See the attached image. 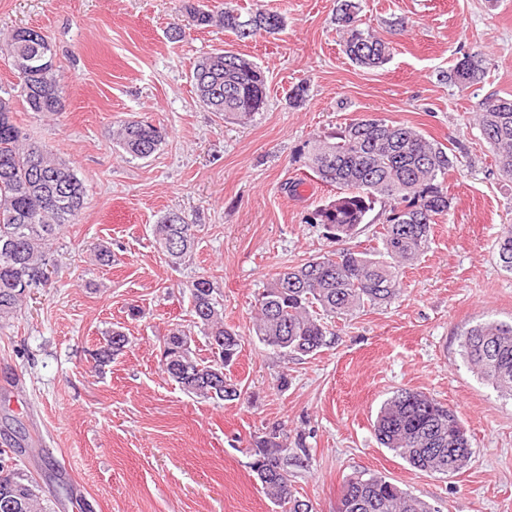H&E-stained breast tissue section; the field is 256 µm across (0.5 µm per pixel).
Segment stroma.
<instances>
[{
    "label": "stroma",
    "instance_id": "obj_1",
    "mask_svg": "<svg viewBox=\"0 0 512 512\" xmlns=\"http://www.w3.org/2000/svg\"><path fill=\"white\" fill-rule=\"evenodd\" d=\"M207 4L269 9L288 26L245 40L214 26L174 41L167 32L183 0H0V93L10 92L17 124L71 162L88 190L78 223L51 244L49 281L0 323V448L25 446L14 461L52 512H282L250 468L257 437L279 426L301 460L293 490L314 512H336L345 477L363 470L440 512H512V400L472 372L459 347L470 327L512 322V273L495 249L512 225V179L474 120L484 96H512V0H361L363 28L395 47L371 71L342 51L337 0ZM22 27L54 48L62 112L23 105L6 44ZM215 48L247 55L266 75L267 104L248 123L224 122L195 93L192 65ZM473 51L492 59L482 83L440 80ZM302 81L308 97L290 105ZM365 114L416 127L457 156L451 208L403 269L394 302L332 319L335 337L316 354L280 358L252 333L257 297L274 273L335 248L312 216L336 189L314 182L304 147ZM131 118L167 131L149 158L112 146L113 124ZM299 181L314 192H289ZM169 212L197 227L191 258L176 266L153 242ZM99 244L111 265L94 261ZM201 277L244 338L224 370L242 387L234 401L184 393L163 368L179 326L209 355L191 316L189 286ZM115 329L130 343L97 365ZM402 388L456 410L472 451L466 469L422 472L378 443L376 414Z\"/></svg>",
    "mask_w": 512,
    "mask_h": 512
}]
</instances>
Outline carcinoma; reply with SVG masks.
<instances>
[{
  "label": "carcinoma",
  "mask_w": 512,
  "mask_h": 512,
  "mask_svg": "<svg viewBox=\"0 0 512 512\" xmlns=\"http://www.w3.org/2000/svg\"><path fill=\"white\" fill-rule=\"evenodd\" d=\"M189 26H219L240 38L274 36L286 27L285 17L257 9L246 14L230 6L213 14L200 3L184 6ZM360 0H340L336 23L343 33V50L356 66L376 70L389 62L394 47L388 39L352 27ZM33 29L17 28L8 39L13 60L32 64L43 44ZM490 59L481 52L465 54L446 72L449 84L468 88L481 83ZM199 100L228 123H247L267 103L266 81L260 67L231 50L199 60L191 73ZM22 96L31 112L63 110L59 70L30 69L19 77ZM475 121L493 148L499 170L512 178V98L490 94L475 107ZM165 130L141 119L122 121L112 130L113 144L137 159L150 157L165 141ZM306 167L323 183L338 189L336 198L315 210L316 221L331 231L339 245L334 252L279 271L259 294L252 330L264 346L283 358L317 353L333 335L322 317L340 318L365 306L388 305L400 294V270L423 254L431 225L448 213L451 199L445 182L454 160L442 145L419 130L384 118L365 115L340 131L307 143ZM386 199L390 207L381 232L382 249L357 251L347 239ZM87 191L73 167L44 145L31 140L12 120V106L0 99V320L17 311L26 297L24 285L48 281L51 241L65 225L79 220ZM196 225L166 213L155 225L154 241L174 265L195 246ZM503 270L512 272V226L496 242ZM213 283L199 278L190 285L195 326L202 329L213 359L194 353L191 332L177 328L167 339L164 368L181 390L206 399L234 400L236 384L216 372L239 352L242 336L224 326V309ZM114 330L97 353L107 363L128 345ZM463 361L500 393L512 396V322L489 321L467 329L459 338ZM380 445L417 470L455 474L468 466L471 455L466 431L456 411L411 389L387 399L374 422ZM16 448L0 449V512H50L39 485L13 467ZM252 471L263 490L286 512H313L308 500L292 490L288 467L298 457L288 455V436L274 429L255 441ZM338 512H438L422 498L391 479L364 471L349 475Z\"/></svg>",
  "instance_id": "carcinoma-1"
}]
</instances>
